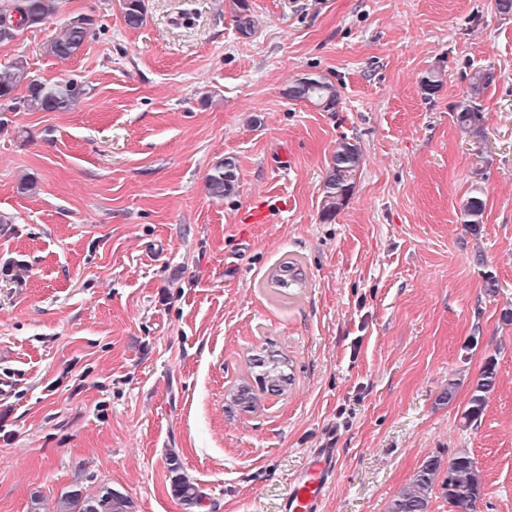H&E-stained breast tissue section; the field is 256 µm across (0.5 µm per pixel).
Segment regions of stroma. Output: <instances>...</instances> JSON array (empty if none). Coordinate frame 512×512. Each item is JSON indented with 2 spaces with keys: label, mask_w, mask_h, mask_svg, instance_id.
<instances>
[{
  "label": "stroma",
  "mask_w": 512,
  "mask_h": 512,
  "mask_svg": "<svg viewBox=\"0 0 512 512\" xmlns=\"http://www.w3.org/2000/svg\"><path fill=\"white\" fill-rule=\"evenodd\" d=\"M144 2L132 29L121 0H57L0 42V69L88 86L66 112L0 113V373L15 377L0 512L36 496L56 512L76 483L109 484L133 512H280L318 448L340 451L323 512H389L425 458L463 448L484 478L466 512H512V15L496 0H248L244 35L232 0ZM77 17L92 37L54 57ZM482 69L479 141L452 107ZM305 77L335 84V111L288 97ZM344 141L362 162L326 221ZM226 157L238 188L215 199L206 176ZM477 191L475 235L461 211ZM259 202L267 223H245ZM289 258L306 285L284 304L267 283ZM264 348L288 353L296 384L244 413L226 389ZM490 356L497 386L464 423ZM173 453L196 505L173 491Z\"/></svg>",
  "instance_id": "1"
}]
</instances>
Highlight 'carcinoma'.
<instances>
[{
	"mask_svg": "<svg viewBox=\"0 0 512 512\" xmlns=\"http://www.w3.org/2000/svg\"><path fill=\"white\" fill-rule=\"evenodd\" d=\"M233 5L238 30L244 35L250 34L254 19L247 0H233ZM56 9V0H0V39H11L21 28L46 22ZM123 14L128 27H142L146 22L143 0H123ZM91 26L87 18L70 21L62 35L52 43V53L62 60L76 55L87 42ZM491 78L489 73L475 72L471 77L469 94L454 108L459 128L477 139L484 136V127L482 112L474 104V99L487 88ZM21 86L27 89V94L18 98L15 91ZM86 94V85L75 79L44 82L33 78L22 59L0 70V108L3 110L64 112ZM288 96L313 102L326 111L335 109L338 103L335 85L320 77L298 80L288 89ZM360 163L361 155L355 145L343 142L336 148L323 188L324 219H331L352 194ZM237 181L234 162L220 160L207 175L206 188L212 197L222 198L234 193ZM484 209V200L477 194L464 202L463 223L471 232L479 230ZM304 283L299 263L293 259L280 263L268 281L276 297L283 300L294 296L295 289L303 287ZM247 363L246 376L226 389V399L234 406L254 411L258 405V393L285 397L295 384L293 361L282 350L267 355L253 354ZM496 380V362L490 357L472 383L468 407L464 411L466 422H474L482 416ZM170 471L176 495L189 506L196 504L201 498L199 487L181 473V466L174 456L170 457ZM482 491V474L469 451L459 450L446 465L441 457L430 456L422 462L411 482L394 497L390 512H428L435 492L448 502L449 508H463L479 499ZM130 508L131 503L126 496L104 484L92 494L77 486L72 487L58 500L57 512H130Z\"/></svg>",
	"mask_w": 512,
	"mask_h": 512,
	"instance_id": "cac0c4a2",
	"label": "carcinoma"
}]
</instances>
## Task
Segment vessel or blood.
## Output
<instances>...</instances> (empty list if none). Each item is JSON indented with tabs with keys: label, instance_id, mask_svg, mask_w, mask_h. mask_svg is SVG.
Instances as JSON below:
<instances>
[{
	"label": "vessel or blood",
	"instance_id": "b4317fda",
	"mask_svg": "<svg viewBox=\"0 0 512 512\" xmlns=\"http://www.w3.org/2000/svg\"><path fill=\"white\" fill-rule=\"evenodd\" d=\"M335 476V449H317L285 492L282 512H320L324 490Z\"/></svg>",
	"mask_w": 512,
	"mask_h": 512
}]
</instances>
